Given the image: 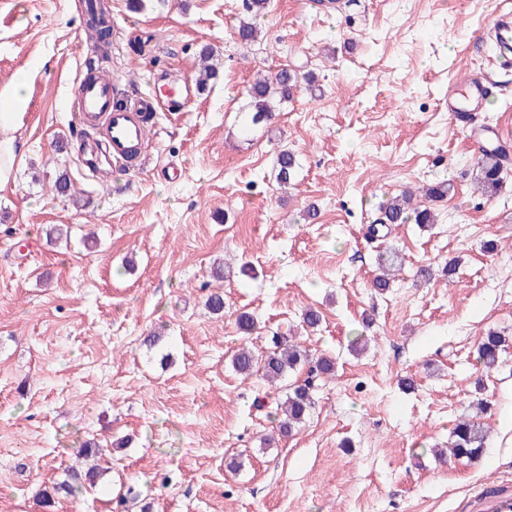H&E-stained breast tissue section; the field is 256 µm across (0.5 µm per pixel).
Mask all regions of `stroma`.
<instances>
[{
    "label": "stroma",
    "instance_id": "1",
    "mask_svg": "<svg viewBox=\"0 0 512 512\" xmlns=\"http://www.w3.org/2000/svg\"><path fill=\"white\" fill-rule=\"evenodd\" d=\"M339 2L269 0L249 46L245 0H148L137 13L104 0L112 45L97 56L82 0H0V94L26 81L0 188V512H37L87 441L105 450L103 476L52 512H460L480 482L512 484V346L493 370L476 360L487 332L512 338V167L494 196L475 193L470 130L445 110L450 86L494 73L474 126L512 147V70L488 33L512 0ZM207 45L223 67L200 90ZM91 65L123 88L162 74L194 90L183 111L154 116L146 163L107 181L84 167L69 112ZM285 65L313 85L246 125L254 73ZM283 149L300 161L285 191L272 173ZM444 180L454 189L432 227L370 233L382 201ZM56 225L68 244L47 242ZM388 249L403 268L380 291ZM310 308L322 322L306 331ZM275 335L336 372L306 426L270 445L282 392L231 357ZM477 400L483 454L434 459Z\"/></svg>",
    "mask_w": 512,
    "mask_h": 512
}]
</instances>
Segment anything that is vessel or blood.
I'll return each mask as SVG.
<instances>
[{"label":"vessel or blood","mask_w":512,"mask_h":512,"mask_svg":"<svg viewBox=\"0 0 512 512\" xmlns=\"http://www.w3.org/2000/svg\"><path fill=\"white\" fill-rule=\"evenodd\" d=\"M501 51L512 50V12L496 15L491 27ZM486 95L485 84L474 81L464 92L449 93L447 111L451 116L481 109ZM116 82L111 76L96 74L76 83L72 91L71 112L75 128L98 129L102 143L92 146L85 158V165L93 171L100 170V156L119 166L128 165L140 152L147 136L141 115L155 109L153 94H139L116 107ZM463 512H512V490L495 485L479 488L472 501L466 502Z\"/></svg>","instance_id":"b4317fda"}]
</instances>
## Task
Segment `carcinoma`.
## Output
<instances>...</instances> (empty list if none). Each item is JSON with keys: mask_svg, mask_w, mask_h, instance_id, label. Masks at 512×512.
<instances>
[{"mask_svg": "<svg viewBox=\"0 0 512 512\" xmlns=\"http://www.w3.org/2000/svg\"><path fill=\"white\" fill-rule=\"evenodd\" d=\"M267 0H246L247 17L238 28V36L245 44L259 40L261 31L257 20L264 16ZM219 75L214 64V52L205 47L198 56L197 82L206 86ZM313 82V74L304 75L299 71L283 67L274 74L256 73L252 83L245 91V112L251 117V122L257 123L269 120L281 105L292 101L300 80ZM507 163L506 149L496 144L483 147L478 151L476 161V191L485 196H492L499 191L503 183V174ZM300 163L296 155L283 150L276 157L274 168L275 179L286 186L294 177ZM453 190L451 183L428 184L415 189H407L402 194L389 199L379 207V224H419L426 226L436 221L434 210L429 203L441 201ZM379 268L381 274L374 279V287L381 291L390 285V279L400 270L398 255L392 251L380 254ZM506 338L496 332H491L482 340L477 348V359L486 369H494L505 351ZM310 362V355L300 345L286 339L277 338L273 347L263 355H255L248 347H240L233 359V368L247 376L258 375L270 385H274ZM334 373V361L321 356L315 361L308 376L301 382L288 386V392L283 401L277 404L276 414L280 415L277 425L279 435L289 437L294 431L306 424L315 404L314 391L317 381ZM486 405L482 402L475 406V413L458 418L450 432L451 441L448 451L455 459L468 461L478 458L484 448L487 431L479 417L484 413ZM100 476V470L91 469L82 472L75 467L68 469L67 478L41 490L37 505L42 508L54 506L58 496L71 497L92 485Z\"/></svg>", "mask_w": 512, "mask_h": 512, "instance_id": "carcinoma-1", "label": "carcinoma"}]
</instances>
